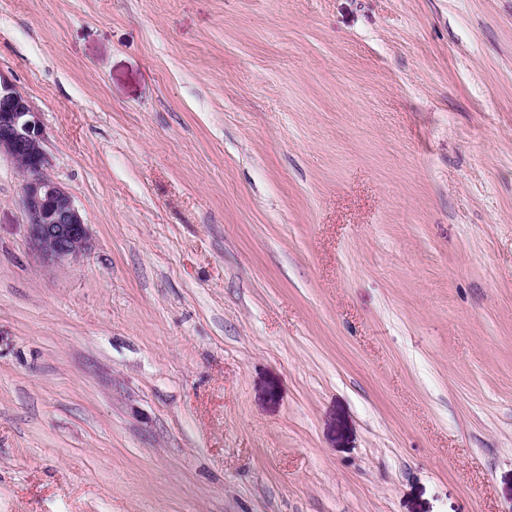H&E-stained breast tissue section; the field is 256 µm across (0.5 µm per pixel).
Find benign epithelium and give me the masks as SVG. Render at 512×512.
I'll return each mask as SVG.
<instances>
[{"label":"benign epithelium","mask_w":512,"mask_h":512,"mask_svg":"<svg viewBox=\"0 0 512 512\" xmlns=\"http://www.w3.org/2000/svg\"><path fill=\"white\" fill-rule=\"evenodd\" d=\"M39 113L28 98L0 81V155L22 170V206L30 246L47 264H62L86 253L92 237L73 197L52 178Z\"/></svg>","instance_id":"benign-epithelium-1"}]
</instances>
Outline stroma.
Instances as JSON below:
<instances>
[{"label":"stroma","mask_w":512,"mask_h":512,"mask_svg":"<svg viewBox=\"0 0 512 512\" xmlns=\"http://www.w3.org/2000/svg\"><path fill=\"white\" fill-rule=\"evenodd\" d=\"M93 235L0 158V512H512V0H0Z\"/></svg>","instance_id":"stroma-1"}]
</instances>
